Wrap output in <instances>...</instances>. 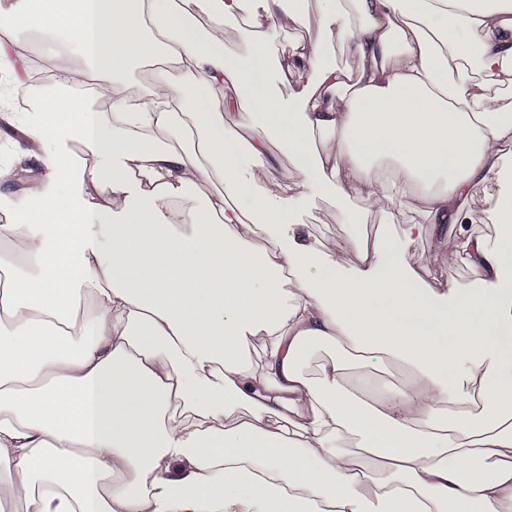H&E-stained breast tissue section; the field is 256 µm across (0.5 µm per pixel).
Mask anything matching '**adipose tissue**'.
Instances as JSON below:
<instances>
[{"instance_id":"ef3b65f1","label":"adipose tissue","mask_w":512,"mask_h":512,"mask_svg":"<svg viewBox=\"0 0 512 512\" xmlns=\"http://www.w3.org/2000/svg\"><path fill=\"white\" fill-rule=\"evenodd\" d=\"M319 3L318 35L291 57L317 81L288 100L269 73L277 33L306 23L294 0L0 13V81L31 69L18 30L90 63L11 114L44 169L0 224V494L24 512H512V193L496 242L470 210L512 152L496 97L512 86V8ZM333 43L357 72L329 59ZM152 59L167 66L151 89L115 83ZM90 82L112 87L109 112L79 94ZM228 84L246 88L232 120L216 96ZM245 121L291 157L286 192L264 187ZM77 140L92 166L75 162ZM203 180L219 192L198 194ZM355 191L353 223L377 212L382 226L354 239L351 271L295 202ZM407 194L423 201L411 218L394 210ZM431 228L479 289L419 284L406 256ZM356 364L409 377L373 405L345 387Z\"/></svg>"}]
</instances>
